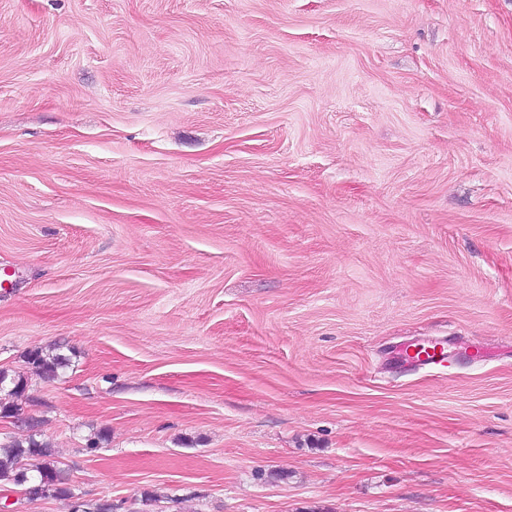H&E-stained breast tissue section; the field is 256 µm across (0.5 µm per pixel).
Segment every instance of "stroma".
<instances>
[{
	"mask_svg": "<svg viewBox=\"0 0 512 512\" xmlns=\"http://www.w3.org/2000/svg\"><path fill=\"white\" fill-rule=\"evenodd\" d=\"M3 271L83 498L512 512V0H0ZM444 340L434 342H414L407 350L405 361L418 366L444 365L449 361V355L445 350ZM56 349L48 350L38 347L27 354V363L40 376L54 379L58 376V370L66 366V358L58 353Z\"/></svg>",
	"mask_w": 512,
	"mask_h": 512,
	"instance_id": "stroma-1",
	"label": "stroma"
}]
</instances>
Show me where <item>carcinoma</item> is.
<instances>
[{
	"instance_id": "obj_1",
	"label": "carcinoma",
	"mask_w": 512,
	"mask_h": 512,
	"mask_svg": "<svg viewBox=\"0 0 512 512\" xmlns=\"http://www.w3.org/2000/svg\"><path fill=\"white\" fill-rule=\"evenodd\" d=\"M27 363L40 376L53 379L58 376V370L66 366V358L51 348L46 350L38 347L28 352ZM0 389L18 398L24 395L26 383L22 377H12L0 369ZM1 485L24 487L31 499L45 495L69 501L75 496L57 466L55 449L37 440L34 434L24 440L13 439L0 443Z\"/></svg>"
}]
</instances>
